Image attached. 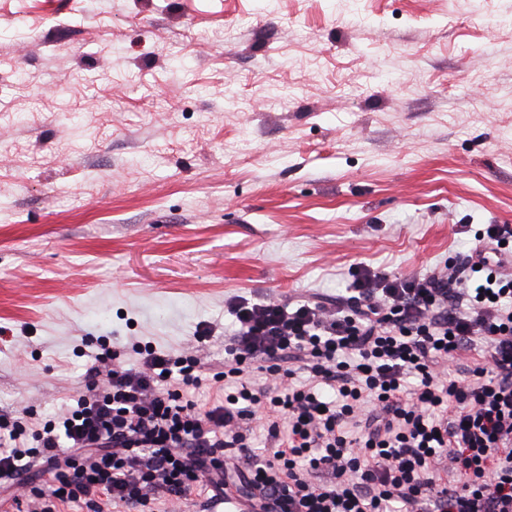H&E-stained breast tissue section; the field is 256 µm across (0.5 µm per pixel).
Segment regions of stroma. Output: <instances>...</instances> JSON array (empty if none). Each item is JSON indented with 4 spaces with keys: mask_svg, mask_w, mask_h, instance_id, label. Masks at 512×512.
<instances>
[{
    "mask_svg": "<svg viewBox=\"0 0 512 512\" xmlns=\"http://www.w3.org/2000/svg\"><path fill=\"white\" fill-rule=\"evenodd\" d=\"M487 224L512 0H0L1 416L52 419L103 340L222 371L230 299L425 274Z\"/></svg>",
    "mask_w": 512,
    "mask_h": 512,
    "instance_id": "35a3bbf8",
    "label": "stroma"
}]
</instances>
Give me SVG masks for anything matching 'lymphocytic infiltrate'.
<instances>
[{
    "instance_id": "lymphocytic-infiltrate-1",
    "label": "lymphocytic infiltrate",
    "mask_w": 512,
    "mask_h": 512,
    "mask_svg": "<svg viewBox=\"0 0 512 512\" xmlns=\"http://www.w3.org/2000/svg\"><path fill=\"white\" fill-rule=\"evenodd\" d=\"M475 239L424 276L360 269L330 302L231 303L211 375L192 354L101 345L57 417L0 416L13 512H179L192 494L209 510L512 512V226ZM209 379L222 396L205 409L186 391Z\"/></svg>"
}]
</instances>
